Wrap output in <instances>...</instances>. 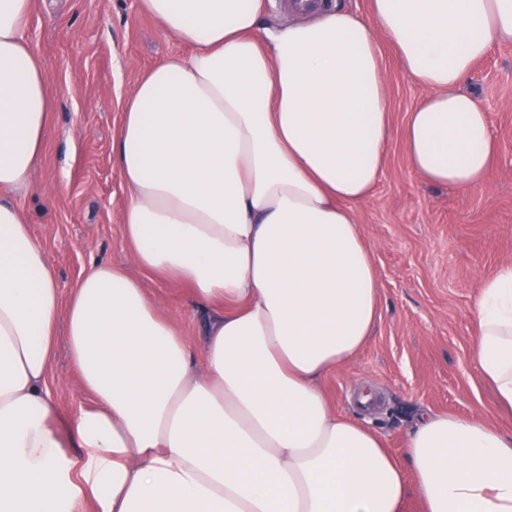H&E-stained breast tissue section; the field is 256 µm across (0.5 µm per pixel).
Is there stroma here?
Here are the masks:
<instances>
[{"instance_id": "obj_1", "label": "stroma", "mask_w": 512, "mask_h": 512, "mask_svg": "<svg viewBox=\"0 0 512 512\" xmlns=\"http://www.w3.org/2000/svg\"><path fill=\"white\" fill-rule=\"evenodd\" d=\"M372 33L392 136L379 183L354 211L377 274L379 316L355 359L326 375L322 390L334 412L369 420L396 454L428 411L478 417L512 433V415L496 408L473 356L477 289L512 264V43L494 44L464 84L489 116L497 160L484 184L454 189L413 170L403 132L426 91L385 33L377 27ZM27 35L45 64L52 110L32 184L13 199L59 288L70 294L92 263L112 264L196 339L205 312L190 286L142 269L123 237L126 188L112 155L137 81L167 57L190 53V46L167 37L140 0H37ZM47 385L62 417L93 402L61 333Z\"/></svg>"}]
</instances>
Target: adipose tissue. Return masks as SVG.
Masks as SVG:
<instances>
[{
	"label": "adipose tissue",
	"mask_w": 512,
	"mask_h": 512,
	"mask_svg": "<svg viewBox=\"0 0 512 512\" xmlns=\"http://www.w3.org/2000/svg\"><path fill=\"white\" fill-rule=\"evenodd\" d=\"M191 45L136 84L112 152L137 264L189 284L210 312L203 356L141 283L92 265L63 298L11 193L28 188L52 108L27 36L35 0H0V512H512V434L421 414L402 456L368 422L333 412L321 381L369 339L379 290L353 206L390 138L370 26L342 8L262 25L264 0H141ZM376 24L427 94L404 133L413 169L483 183L497 153L462 90L512 0H372ZM475 369L512 410V266L475 299ZM95 403L73 435L52 423L57 324Z\"/></svg>",
	"instance_id": "ef3b65f1"
}]
</instances>
